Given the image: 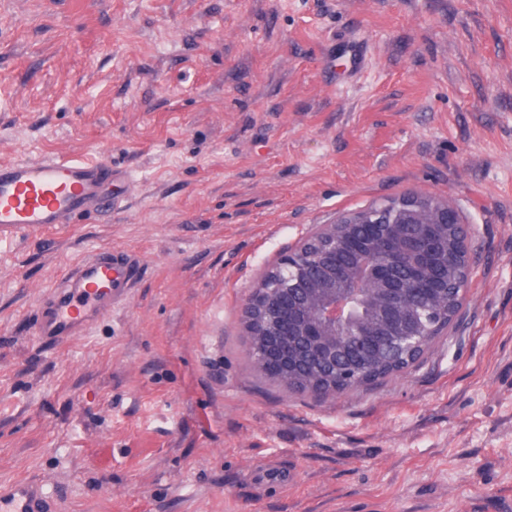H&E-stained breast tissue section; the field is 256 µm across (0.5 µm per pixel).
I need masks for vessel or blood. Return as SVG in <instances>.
Listing matches in <instances>:
<instances>
[{"instance_id":"obj_1","label":"vessel or blood","mask_w":512,"mask_h":512,"mask_svg":"<svg viewBox=\"0 0 512 512\" xmlns=\"http://www.w3.org/2000/svg\"><path fill=\"white\" fill-rule=\"evenodd\" d=\"M116 183L126 189L131 181L101 158L0 163V237L35 234L111 211ZM134 271L129 258L110 254L76 266L43 307L37 336L52 342L81 333L120 301ZM51 497L40 482L14 484L0 489V512H51Z\"/></svg>"}]
</instances>
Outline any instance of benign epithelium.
Returning <instances> with one entry per match:
<instances>
[{"instance_id":"obj_1","label":"benign epithelium","mask_w":512,"mask_h":512,"mask_svg":"<svg viewBox=\"0 0 512 512\" xmlns=\"http://www.w3.org/2000/svg\"><path fill=\"white\" fill-rule=\"evenodd\" d=\"M460 223L448 200L408 193L318 225L242 302L256 368L326 397L351 381L339 367L352 337L384 330L414 352L448 320V288L471 275L467 244L451 234ZM420 292L435 297L424 311L412 303Z\"/></svg>"}]
</instances>
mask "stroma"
I'll return each mask as SVG.
<instances>
[{
    "label": "stroma",
    "instance_id": "stroma-1",
    "mask_svg": "<svg viewBox=\"0 0 512 512\" xmlns=\"http://www.w3.org/2000/svg\"><path fill=\"white\" fill-rule=\"evenodd\" d=\"M53 155L134 190L0 238V486L44 480L55 512H512V0H0V163ZM410 192L468 229L459 325L370 390L260 375L264 270ZM108 250L132 295L40 340Z\"/></svg>",
    "mask_w": 512,
    "mask_h": 512
}]
</instances>
